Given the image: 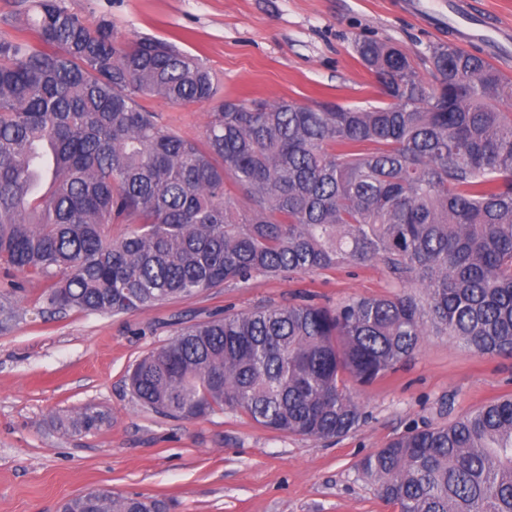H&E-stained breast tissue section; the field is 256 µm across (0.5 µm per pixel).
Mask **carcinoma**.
<instances>
[{
    "mask_svg": "<svg viewBox=\"0 0 512 512\" xmlns=\"http://www.w3.org/2000/svg\"><path fill=\"white\" fill-rule=\"evenodd\" d=\"M37 42L0 33V261L51 280L58 313L123 314L257 278L380 265L399 292L335 308L269 306L184 327L131 367L144 409L179 420L242 411L315 439L362 420L369 384L433 330L512 357V79L455 44L431 80L394 43L355 52L387 102L224 98L202 59L121 42L65 0H34ZM211 105L199 139L145 98ZM249 206H239L236 193ZM114 224L127 232L110 237ZM92 405L60 421L99 431ZM399 512H512V394L365 456ZM61 512H169L91 491Z\"/></svg>",
    "mask_w": 512,
    "mask_h": 512,
    "instance_id": "carcinoma-1",
    "label": "carcinoma"
}]
</instances>
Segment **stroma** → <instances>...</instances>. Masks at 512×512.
I'll return each mask as SVG.
<instances>
[{
	"instance_id": "obj_1",
	"label": "stroma",
	"mask_w": 512,
	"mask_h": 512,
	"mask_svg": "<svg viewBox=\"0 0 512 512\" xmlns=\"http://www.w3.org/2000/svg\"><path fill=\"white\" fill-rule=\"evenodd\" d=\"M406 3L66 0L88 24L109 22L119 40L164 39L203 59L225 96L351 106L382 100L356 55L358 39L399 45L417 73L429 76L427 49L443 37L432 17L413 15ZM147 105L189 137L202 136L209 120L206 103L152 98ZM10 279L24 289L12 299L15 322L0 331V512H59L67 498L94 489L163 498L170 512H398L358 462L408 431L447 424L512 393V358L482 356L430 334L394 371L352 386L363 420L333 440L276 434L228 410L171 419L143 409L125 376L175 330L299 295L329 307L388 295L386 273L372 265L259 278L119 315L42 310L47 281L0 262V288ZM88 404L106 416L98 432L60 427Z\"/></svg>"
}]
</instances>
